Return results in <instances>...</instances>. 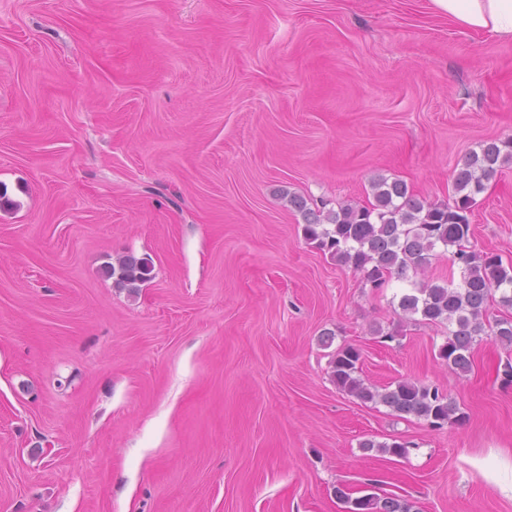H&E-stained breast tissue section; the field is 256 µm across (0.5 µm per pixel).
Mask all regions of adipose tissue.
Returning <instances> with one entry per match:
<instances>
[{
	"instance_id": "1",
	"label": "adipose tissue",
	"mask_w": 512,
	"mask_h": 512,
	"mask_svg": "<svg viewBox=\"0 0 512 512\" xmlns=\"http://www.w3.org/2000/svg\"><path fill=\"white\" fill-rule=\"evenodd\" d=\"M429 4L460 26L512 39V0H429Z\"/></svg>"
}]
</instances>
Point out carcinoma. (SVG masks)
Listing matches in <instances>:
<instances>
[{
	"label": "carcinoma",
	"instance_id": "obj_1",
	"mask_svg": "<svg viewBox=\"0 0 512 512\" xmlns=\"http://www.w3.org/2000/svg\"><path fill=\"white\" fill-rule=\"evenodd\" d=\"M509 161L512 139L489 141L471 151L453 170L456 198L451 206L429 202L413 194L404 181L386 178L373 181L374 202L366 206L316 210L308 207L303 196L291 193L288 203L300 213L307 241L361 273L374 288L392 276L406 278L407 270L427 263L430 252L439 244L455 248L450 261L459 269V282L410 288L400 296L398 306L403 313L418 314L426 321H448L452 329L439 349V358L461 374L471 369L477 337L489 333L499 342L512 345V319L487 318L488 304L497 291L501 292V305L512 307V265L507 267L498 255L468 246V213L477 205L476 196L483 192L484 182ZM108 274L116 287L135 288L151 280V267L129 253L119 257ZM360 360L361 351L353 345L336 350L330 369L339 390L363 403L381 404L402 418L411 415L426 420L436 428L465 421L456 403L436 387L400 381L381 392L372 389L358 375ZM360 447L399 458L406 455V445L395 440L367 439ZM335 496L346 505L347 512H412V504L397 495L368 493L354 497L340 485L335 488Z\"/></svg>",
	"mask_w": 512,
	"mask_h": 512
}]
</instances>
